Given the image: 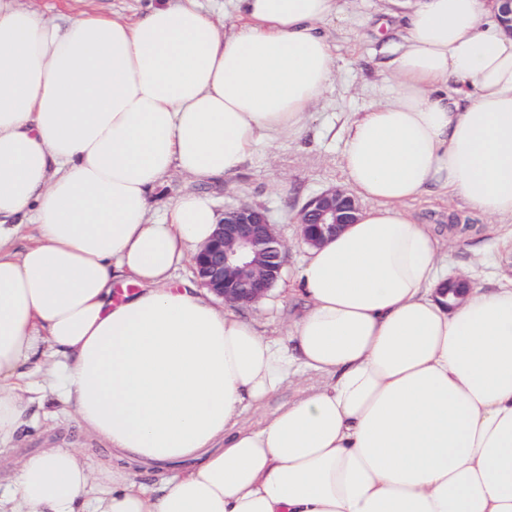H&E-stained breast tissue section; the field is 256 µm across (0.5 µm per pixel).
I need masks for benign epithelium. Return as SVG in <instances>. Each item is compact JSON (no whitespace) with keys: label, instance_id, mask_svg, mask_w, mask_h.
Here are the masks:
<instances>
[{"label":"benign epithelium","instance_id":"obj_1","mask_svg":"<svg viewBox=\"0 0 512 512\" xmlns=\"http://www.w3.org/2000/svg\"><path fill=\"white\" fill-rule=\"evenodd\" d=\"M498 2V20L512 36V0ZM359 204L344 189L331 188L311 197L296 224L300 240L320 245L356 220ZM196 277L224 303L245 306L265 299L285 266L284 244L268 210L241 203L224 210L208 242L192 258Z\"/></svg>","mask_w":512,"mask_h":512}]
</instances>
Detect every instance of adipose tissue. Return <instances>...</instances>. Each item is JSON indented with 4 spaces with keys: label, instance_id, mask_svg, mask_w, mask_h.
Wrapping results in <instances>:
<instances>
[{
    "label": "adipose tissue",
    "instance_id": "adipose-tissue-1",
    "mask_svg": "<svg viewBox=\"0 0 512 512\" xmlns=\"http://www.w3.org/2000/svg\"><path fill=\"white\" fill-rule=\"evenodd\" d=\"M336 2L237 0L223 31L180 0L132 22L0 0V446L48 346L114 457H0V512H512V277L448 297L445 244L407 208L433 189L512 218V37L491 0H410L392 90L346 130L367 206L308 248L286 341L173 286L218 222L207 198L148 220L173 173L232 175L302 132L336 64ZM19 215L37 238L17 253ZM307 371L324 384L239 428ZM197 456L150 493L128 468Z\"/></svg>",
    "mask_w": 512,
    "mask_h": 512
}]
</instances>
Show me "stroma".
<instances>
[{
  "label": "stroma",
  "instance_id": "obj_1",
  "mask_svg": "<svg viewBox=\"0 0 512 512\" xmlns=\"http://www.w3.org/2000/svg\"><path fill=\"white\" fill-rule=\"evenodd\" d=\"M154 0H35L51 12L99 11L124 19L141 17ZM402 0H338V11L323 26L336 59L337 70L313 107L305 131L260 146L234 176L199 183L173 175L151 193L149 217L161 222L168 207L180 196H205L216 214L243 202L269 210L284 240L288 262L284 273L261 302L241 307L240 315L255 319L258 331L278 338L304 311L302 296L291 288L304 258L293 219L312 196L345 183L341 154L347 126L354 114L380 99L387 83L382 74L399 41L398 17ZM470 243L448 252V266L468 269L480 286L493 284L502 273L512 274V252L501 249L486 231V220L468 215L457 224ZM29 420L10 442L11 454L22 457L45 448L83 449L91 464L110 459L112 451L89 436L65 401L57 378L29 370Z\"/></svg>",
  "mask_w": 512,
  "mask_h": 512
}]
</instances>
